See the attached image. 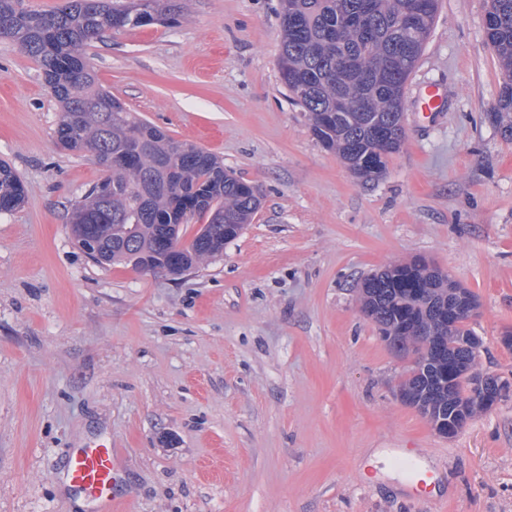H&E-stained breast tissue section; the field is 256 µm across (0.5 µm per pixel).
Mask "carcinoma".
<instances>
[{"instance_id":"obj_1","label":"carcinoma","mask_w":512,"mask_h":512,"mask_svg":"<svg viewBox=\"0 0 512 512\" xmlns=\"http://www.w3.org/2000/svg\"><path fill=\"white\" fill-rule=\"evenodd\" d=\"M281 84L298 105L314 137L367 179L381 177L388 157L405 144L403 91L424 47L405 37L399 22L438 0H282ZM22 0H0V39H9L41 66L45 85L61 106L55 135L74 154L98 150L106 175L80 205L72 231L79 245L105 247L106 264L177 276L220 254L251 223L261 200L256 185L226 171L213 154L181 142L128 110L101 88L84 50L105 32L165 24L181 12V0H63L52 11L29 10ZM485 36L512 75V0H489ZM362 96L359 112L336 111V98ZM493 119L512 137V81L502 86ZM25 199V187L0 161V212ZM207 218L216 230L168 255L162 239L171 224ZM361 310L389 337V345L417 358L399 394L422 401V415L463 421L489 410L481 396L483 348L473 349L470 315L448 318L468 289L425 260L393 262L359 285ZM464 361L469 375L448 387V363Z\"/></svg>"}]
</instances>
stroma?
I'll use <instances>...</instances> for the list:
<instances>
[{"instance_id": "1", "label": "stroma", "mask_w": 512, "mask_h": 512, "mask_svg": "<svg viewBox=\"0 0 512 512\" xmlns=\"http://www.w3.org/2000/svg\"><path fill=\"white\" fill-rule=\"evenodd\" d=\"M168 25L85 50L127 109L217 155L261 206L182 276L92 262L71 214L103 175L62 149L39 64L0 40V512H97L71 449L111 443L128 512H512V396L453 438L397 389L410 365L358 284L422 257L472 291L484 370L512 383V139L488 0H440L405 88L407 141L365 181L324 149L279 80L282 0H182ZM438 86L444 109L418 101ZM412 448L435 492L404 489ZM25 199V187L11 166L0 161V212H11Z\"/></svg>"}]
</instances>
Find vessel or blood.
I'll return each instance as SVG.
<instances>
[{
  "label": "vessel or blood",
  "instance_id": "vessel-or-blood-1",
  "mask_svg": "<svg viewBox=\"0 0 512 512\" xmlns=\"http://www.w3.org/2000/svg\"><path fill=\"white\" fill-rule=\"evenodd\" d=\"M65 470L71 487L91 497L98 512H125V501L115 494L119 478L111 446L71 449Z\"/></svg>",
  "mask_w": 512,
  "mask_h": 512
}]
</instances>
